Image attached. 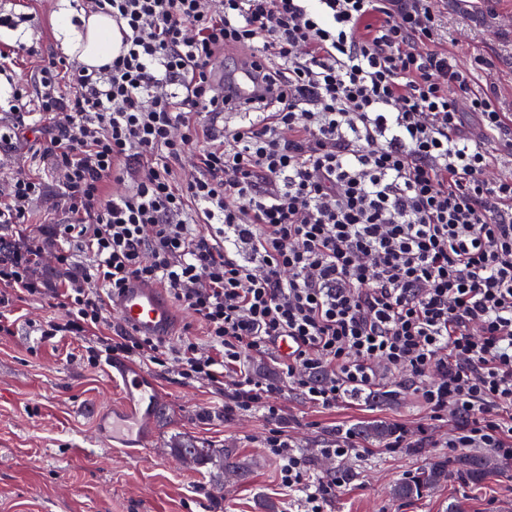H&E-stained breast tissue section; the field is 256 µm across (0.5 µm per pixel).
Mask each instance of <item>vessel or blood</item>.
Here are the masks:
<instances>
[{
  "instance_id": "vessel-or-blood-1",
  "label": "vessel or blood",
  "mask_w": 512,
  "mask_h": 512,
  "mask_svg": "<svg viewBox=\"0 0 512 512\" xmlns=\"http://www.w3.org/2000/svg\"><path fill=\"white\" fill-rule=\"evenodd\" d=\"M258 86L249 59H241L234 71L224 78L227 103L238 105L254 97ZM113 309L122 323L141 336L164 339L171 333L176 311L157 288L131 282L115 298ZM121 383L120 406L99 413L96 432L104 445L119 440L146 443L150 426L161 412L162 399L138 371L126 366L116 369Z\"/></svg>"
}]
</instances>
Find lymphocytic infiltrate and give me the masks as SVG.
Returning <instances> with one entry per match:
<instances>
[{
  "label": "lymphocytic infiltrate",
  "mask_w": 512,
  "mask_h": 512,
  "mask_svg": "<svg viewBox=\"0 0 512 512\" xmlns=\"http://www.w3.org/2000/svg\"><path fill=\"white\" fill-rule=\"evenodd\" d=\"M86 2L116 22L119 54L94 71L41 66L35 91L14 89L0 143L44 127L69 215L48 238L60 264L75 246L90 262L51 290L14 239L0 334L15 302L47 295L64 315L36 324L40 342L171 365L221 390L225 413L263 414L303 512H326L345 480L314 474L288 436L286 387L328 410L394 377L428 420L455 419L449 452L511 462L512 176L489 170L491 146L512 151V113L443 48L437 0ZM240 49L276 93L228 110L214 68ZM45 193L42 176L16 175L0 224L28 223ZM133 280L162 288L202 337L101 335ZM285 338L278 379L253 372Z\"/></svg>",
  "instance_id": "1"
}]
</instances>
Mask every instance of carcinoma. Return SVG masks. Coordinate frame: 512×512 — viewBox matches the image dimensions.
I'll return each instance as SVG.
<instances>
[{"mask_svg":"<svg viewBox=\"0 0 512 512\" xmlns=\"http://www.w3.org/2000/svg\"><path fill=\"white\" fill-rule=\"evenodd\" d=\"M356 436L362 440L377 444H386L395 435V429L386 424H372L354 430ZM178 457H183L193 463L203 466L222 460L224 469L232 473H240L241 467L230 461L232 451L227 448H205L197 445H179L173 449ZM495 467V460L490 456H472L460 454L453 460V468H448V462L429 463L416 471L408 479L395 484L391 494L396 499H408L422 495L448 480L453 473H458L472 482L480 481L491 468Z\"/></svg>","mask_w":512,"mask_h":512,"instance_id":"obj_1","label":"carcinoma"}]
</instances>
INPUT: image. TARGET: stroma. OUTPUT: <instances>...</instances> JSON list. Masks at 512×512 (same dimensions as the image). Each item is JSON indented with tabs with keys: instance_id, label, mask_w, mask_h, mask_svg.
Instances as JSON below:
<instances>
[{
	"instance_id": "1",
	"label": "stroma",
	"mask_w": 512,
	"mask_h": 512,
	"mask_svg": "<svg viewBox=\"0 0 512 512\" xmlns=\"http://www.w3.org/2000/svg\"><path fill=\"white\" fill-rule=\"evenodd\" d=\"M56 0H0V15L29 11L34 24L19 33L0 28V41L15 48V71L34 75L43 61L62 56L52 13ZM448 19L450 54L462 63L481 61L480 87L495 88L504 111L512 113V0H442ZM48 192L34 208L31 237L45 238V225L62 223L56 206L59 173L46 174ZM12 333L0 334V512H300L301 505L279 479V463L261 446L271 426L259 413L224 412V395L207 384L185 383L174 369L117 356L155 384L164 410L146 448H107L95 434L101 410L118 405V379L88 359L84 342L39 343L31 320L61 316L50 298L16 305ZM295 445L311 455L317 474L338 469L348 475L344 491L327 512H512V463H498L477 484L451 476L448 482L411 500L391 490L426 463L447 456L449 424L434 423L432 448L415 453L349 457L333 462L319 450L335 441L338 429L374 420L416 428L424 413L411 395L388 393L350 399L333 410L311 407L297 393L277 397ZM192 442L231 448L245 463V477L229 479L216 470L192 468L171 448Z\"/></svg>"
}]
</instances>
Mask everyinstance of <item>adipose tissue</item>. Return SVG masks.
<instances>
[{
  "instance_id": "1",
  "label": "adipose tissue",
  "mask_w": 512,
  "mask_h": 512,
  "mask_svg": "<svg viewBox=\"0 0 512 512\" xmlns=\"http://www.w3.org/2000/svg\"><path fill=\"white\" fill-rule=\"evenodd\" d=\"M55 25L56 37L65 53L86 67L107 65L119 51L121 36L115 22L105 13L78 14L70 0H59Z\"/></svg>"
}]
</instances>
